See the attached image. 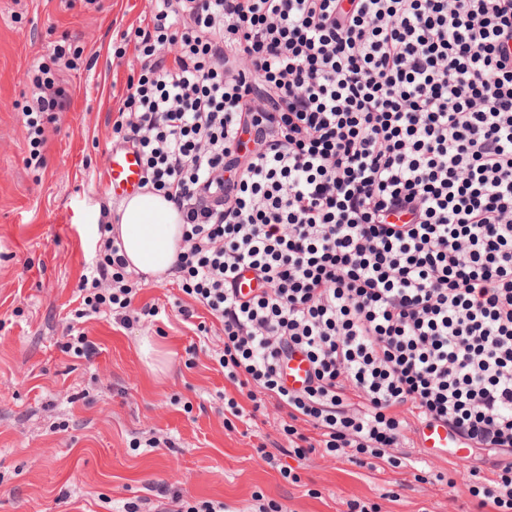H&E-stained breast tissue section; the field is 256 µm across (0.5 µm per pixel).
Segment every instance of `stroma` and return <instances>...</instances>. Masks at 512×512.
Masks as SVG:
<instances>
[{
	"mask_svg": "<svg viewBox=\"0 0 512 512\" xmlns=\"http://www.w3.org/2000/svg\"><path fill=\"white\" fill-rule=\"evenodd\" d=\"M150 9L151 0H0V512H122L128 502L154 512L156 483L231 512L262 503L346 512L351 499L380 512H475L469 453L430 451L420 481L410 468L288 455L272 399L252 426L226 427L228 383L214 361L224 332L214 320L206 334L184 320L193 301L177 275L142 280L133 328L109 314L78 317V286L99 238L87 217L120 204L104 173L112 120L140 68L121 35ZM62 41L82 56L78 69L59 73L68 102L37 167L27 162L21 115L27 69ZM150 305L162 316L142 315ZM72 333L95 344L92 360L65 351ZM151 438L173 445L146 447ZM261 444L299 483L260 458Z\"/></svg>",
	"mask_w": 512,
	"mask_h": 512,
	"instance_id": "stroma-1",
	"label": "stroma"
}]
</instances>
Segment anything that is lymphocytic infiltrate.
I'll return each mask as SVG.
<instances>
[{
	"label": "lymphocytic infiltrate",
	"mask_w": 512,
	"mask_h": 512,
	"mask_svg": "<svg viewBox=\"0 0 512 512\" xmlns=\"http://www.w3.org/2000/svg\"><path fill=\"white\" fill-rule=\"evenodd\" d=\"M123 39L140 73L113 143L180 215L181 290L250 392L225 413L270 396L290 455L375 470L420 468L407 430L443 423L488 468L469 495L512 512V0H153ZM75 59L29 69L35 163ZM100 231L82 301L127 326L139 275ZM311 367L306 355L300 351L293 354L285 367V378L289 386L300 388L310 376Z\"/></svg>",
	"instance_id": "1"
}]
</instances>
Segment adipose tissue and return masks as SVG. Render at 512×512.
Listing matches in <instances>:
<instances>
[{
    "label": "adipose tissue",
    "mask_w": 512,
    "mask_h": 512,
    "mask_svg": "<svg viewBox=\"0 0 512 512\" xmlns=\"http://www.w3.org/2000/svg\"><path fill=\"white\" fill-rule=\"evenodd\" d=\"M113 233L132 269L146 275L166 274L180 243V216L162 196L145 192L122 201L113 218Z\"/></svg>",
    "instance_id": "ef3b65f1"
}]
</instances>
